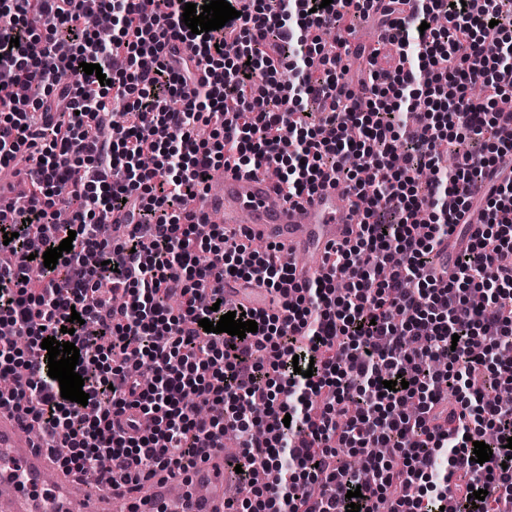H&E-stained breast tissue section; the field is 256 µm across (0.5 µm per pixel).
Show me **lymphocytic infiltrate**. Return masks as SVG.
I'll return each mask as SVG.
<instances>
[{"label": "lymphocytic infiltrate", "instance_id": "f902f5d3", "mask_svg": "<svg viewBox=\"0 0 512 512\" xmlns=\"http://www.w3.org/2000/svg\"><path fill=\"white\" fill-rule=\"evenodd\" d=\"M185 2L0 0V72L12 77L0 86V166L33 195L0 243V323L26 338H0V373L26 378L0 405L42 431L69 475L102 490L117 477L188 472L231 429L254 498L226 501L225 512H346L356 488L360 512L385 501L392 512H504L512 404L486 392L512 384L501 359L512 351V141L499 135L512 112L497 106L512 95V0H332L319 10L252 0L204 36L185 25ZM101 13L106 35L91 29ZM351 16L377 17L397 38L394 67L369 70L362 103L345 80V40H322ZM187 39L190 58L179 51ZM476 83L487 104L468 96ZM111 99L125 104L119 138ZM312 100L322 112L309 111ZM474 138L485 151L465 149ZM452 145L464 151L450 168ZM352 155L369 180L347 166ZM224 165L274 168L287 202L316 192L329 170L361 202L354 236L328 253L319 281L290 288L271 314L236 306L258 324L242 339L199 325L228 311L217 282L277 290L291 269L279 245L255 252L247 230L183 207ZM125 206L136 224L100 239L97 225ZM475 209L481 223H463ZM456 232L469 244L444 280L436 259ZM66 238L72 250L46 268L44 252ZM75 312L81 324L62 332ZM47 337L75 343L87 404L62 398L47 357L31 360ZM132 341L150 385L125 369ZM196 399L209 402L207 417ZM478 441L493 452L482 464ZM343 448L358 468L341 463ZM479 489L485 500L470 506Z\"/></svg>", "mask_w": 512, "mask_h": 512}]
</instances>
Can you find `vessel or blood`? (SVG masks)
Masks as SVG:
<instances>
[{
  "label": "vessel or blood",
  "mask_w": 512,
  "mask_h": 512,
  "mask_svg": "<svg viewBox=\"0 0 512 512\" xmlns=\"http://www.w3.org/2000/svg\"><path fill=\"white\" fill-rule=\"evenodd\" d=\"M212 181L219 192L202 204L203 214L222 212L229 228L247 216L253 237L282 244L289 254L321 257L351 236L344 216L352 198L335 178L293 203L277 200L278 178L270 168L249 174L219 169ZM224 294L263 311L281 301L278 292L233 280L225 281ZM169 487L158 483L152 495L138 499L121 480L94 495L77 492L58 463L36 450L16 414L0 408V512H224L223 450L197 463L178 496Z\"/></svg>",
  "instance_id": "1"
}]
</instances>
